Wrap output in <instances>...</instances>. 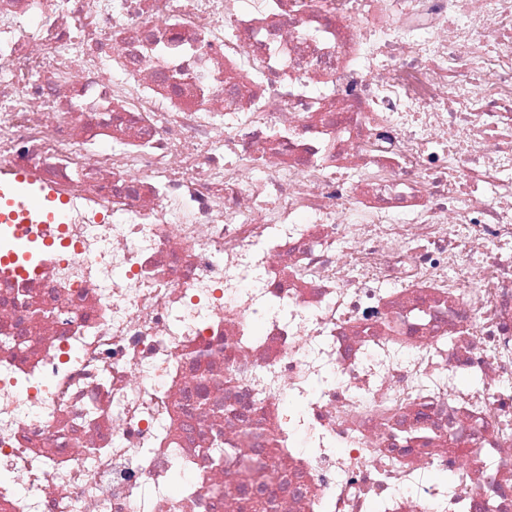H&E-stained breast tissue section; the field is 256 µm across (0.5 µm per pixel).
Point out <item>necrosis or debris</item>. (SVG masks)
<instances>
[{"label": "necrosis or debris", "instance_id": "4bbe7bcc", "mask_svg": "<svg viewBox=\"0 0 512 512\" xmlns=\"http://www.w3.org/2000/svg\"><path fill=\"white\" fill-rule=\"evenodd\" d=\"M245 1L0 0V512H512V0ZM68 201L34 172L0 181V224H63Z\"/></svg>", "mask_w": 512, "mask_h": 512}]
</instances>
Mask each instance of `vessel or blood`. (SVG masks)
I'll list each match as a JSON object with an SVG mask.
<instances>
[{"label":"vessel or blood","instance_id":"obj_1","mask_svg":"<svg viewBox=\"0 0 512 512\" xmlns=\"http://www.w3.org/2000/svg\"><path fill=\"white\" fill-rule=\"evenodd\" d=\"M68 202L32 172L0 181V224H61Z\"/></svg>","mask_w":512,"mask_h":512}]
</instances>
